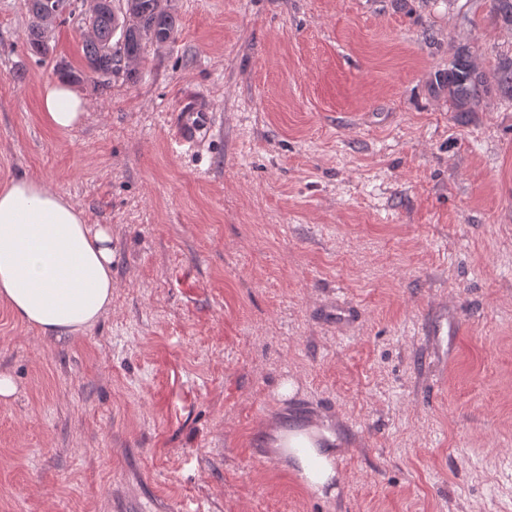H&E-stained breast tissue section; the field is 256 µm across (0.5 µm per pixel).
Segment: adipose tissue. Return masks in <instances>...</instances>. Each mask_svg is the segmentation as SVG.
Instances as JSON below:
<instances>
[{"mask_svg":"<svg viewBox=\"0 0 512 512\" xmlns=\"http://www.w3.org/2000/svg\"><path fill=\"white\" fill-rule=\"evenodd\" d=\"M46 122L68 131L81 124L87 101L65 81L45 82ZM0 299L45 336H73L112 306V231L87 223L84 212L48 182L21 175L0 186ZM334 436H300L283 455L318 494L335 497L342 481Z\"/></svg>","mask_w":512,"mask_h":512,"instance_id":"adipose-tissue-1","label":"adipose tissue"}]
</instances>
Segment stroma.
<instances>
[{
	"mask_svg": "<svg viewBox=\"0 0 512 512\" xmlns=\"http://www.w3.org/2000/svg\"><path fill=\"white\" fill-rule=\"evenodd\" d=\"M47 56L0 0V185L52 184L112 230V308L45 336L0 301V512H512V22L491 0H162L135 77ZM489 93L457 112L458 52ZM211 113L169 134L185 96ZM293 392H285L287 383ZM336 438L338 494L282 465ZM40 105L49 126L68 131L82 123L87 101L67 81L51 80L41 88ZM209 123L210 117L206 112H185L174 125L171 142L178 148H192L197 132Z\"/></svg>",
	"mask_w": 512,
	"mask_h": 512,
	"instance_id": "stroma-1",
	"label": "stroma"
}]
</instances>
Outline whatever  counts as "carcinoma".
<instances>
[{
    "label": "carcinoma",
    "instance_id": "1",
    "mask_svg": "<svg viewBox=\"0 0 512 512\" xmlns=\"http://www.w3.org/2000/svg\"><path fill=\"white\" fill-rule=\"evenodd\" d=\"M43 0H27L31 21L27 32L30 50L40 56L48 54L50 37L55 24L46 25L39 17ZM90 35L82 44L83 69L81 73L88 79H108L119 71L128 77L135 69H121V64L139 59L143 41L158 43L168 41L175 30L173 14L159 7V0H125L121 14L107 7L99 11H89L85 18ZM120 33L117 41H112L115 33ZM487 92L484 74L476 71L461 54L448 71V98L457 111L464 112L476 106Z\"/></svg>",
    "mask_w": 512,
    "mask_h": 512
}]
</instances>
